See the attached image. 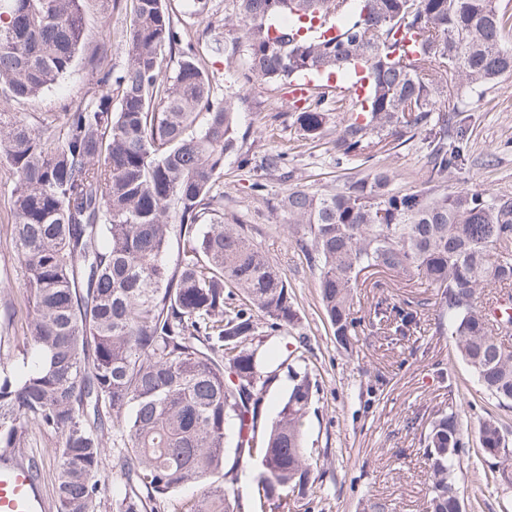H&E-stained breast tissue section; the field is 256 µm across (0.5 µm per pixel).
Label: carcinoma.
Segmentation results:
<instances>
[{"label":"carcinoma","mask_w":512,"mask_h":512,"mask_svg":"<svg viewBox=\"0 0 512 512\" xmlns=\"http://www.w3.org/2000/svg\"><path fill=\"white\" fill-rule=\"evenodd\" d=\"M81 2L0 0V86L10 97L38 98L82 53L97 86L32 126L0 111V166L15 178L7 234L28 303L23 347L0 361V464L18 451L39 476L42 456L25 451L36 429L58 438L57 512H99L109 453L122 484L116 512H289L287 492H317L304 427L318 380L288 367L276 416L263 415L285 362L263 363V341L247 342L295 326V295L248 225L224 223L216 189L232 154L239 168L292 180L286 153L242 150L233 97H218L200 38L166 0H130L118 71L107 42L86 51ZM231 2L240 40L227 46L209 24L210 55L244 52L248 81L321 76L305 105L288 102L307 139H326L330 80L364 88L328 141L336 166L367 163L408 133L428 139L418 190L394 189L379 168L320 195L290 188L280 207L319 273L336 348L352 350L360 335L362 275L389 271L436 292L434 325L453 337L484 398L471 405L475 439L443 409L423 434L428 512H464L457 470L471 445L498 485L512 486V426L501 415L512 411V348L501 341L512 308L500 307V324L480 310L481 289L512 283V198L440 183L464 165L468 140L451 89L512 75L508 20L497 0ZM427 306L407 297L386 309L406 328ZM255 451L245 505L226 476ZM189 486L200 495L181 497Z\"/></svg>","instance_id":"carcinoma-1"}]
</instances>
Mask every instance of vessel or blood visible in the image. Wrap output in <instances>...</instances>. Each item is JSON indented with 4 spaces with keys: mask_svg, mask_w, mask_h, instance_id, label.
<instances>
[{
    "mask_svg": "<svg viewBox=\"0 0 512 512\" xmlns=\"http://www.w3.org/2000/svg\"><path fill=\"white\" fill-rule=\"evenodd\" d=\"M0 512H51V504L23 460L0 465Z\"/></svg>",
    "mask_w": 512,
    "mask_h": 512,
    "instance_id": "b4317fda",
    "label": "vessel or blood"
}]
</instances>
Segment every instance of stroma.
<instances>
[{
  "label": "stroma",
  "mask_w": 512,
  "mask_h": 512,
  "mask_svg": "<svg viewBox=\"0 0 512 512\" xmlns=\"http://www.w3.org/2000/svg\"><path fill=\"white\" fill-rule=\"evenodd\" d=\"M168 6L185 28L199 32L212 21L221 24L226 42L238 36L237 29L223 25L231 11L229 0H210L204 18L191 15L186 0H169ZM83 8L90 42H97L101 31L110 32L112 67L123 68L127 52L121 32L131 21L130 12H108L104 0H84ZM290 90L287 84L254 81L232 88L238 97L245 148L258 155L287 152L292 182L270 177L265 190L254 193L251 172L230 161L223 177L225 223L249 226L296 297L297 326L288 334L266 337V347L281 361L294 351L297 337H306L303 358L319 381L305 430L325 492L318 497L291 496L290 512H367V504L379 500L386 503L385 512H426L429 473L420 436L434 412L448 407L456 409L464 430L475 432L477 417L469 404L480 399V387L454 354L452 337L437 333L430 316H422L417 328L403 335L388 324L369 321L383 293L379 284H387L385 293L392 297L425 291L423 285H405L388 274L370 276L360 288L363 330L352 353L339 351L317 296L318 273L289 239L288 215L278 203L289 186L325 191L370 168L392 171L397 188L411 189L425 175L427 142L418 134L397 150L376 154L368 166L336 167L325 145L305 139L291 114H279L278 107ZM92 91L79 61L38 99L17 102L0 92V109L30 124L40 113L74 108ZM463 99L468 162L450 185L512 197V77L500 78L482 95L464 94ZM23 280L15 252L0 242V311L10 306L25 315ZM486 470L484 460L473 454L457 473L468 512H501L503 495L499 486L486 482Z\"/></svg>",
  "instance_id": "1"
}]
</instances>
